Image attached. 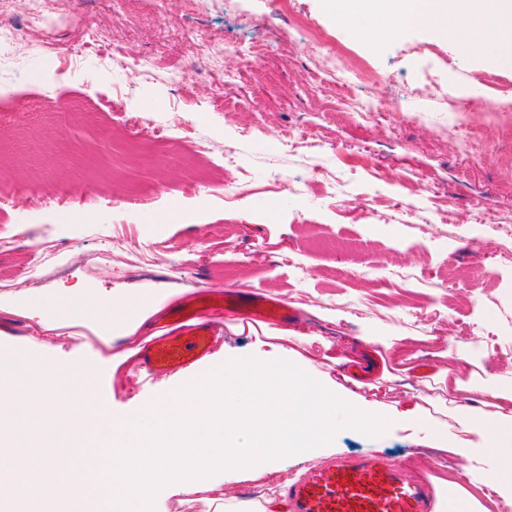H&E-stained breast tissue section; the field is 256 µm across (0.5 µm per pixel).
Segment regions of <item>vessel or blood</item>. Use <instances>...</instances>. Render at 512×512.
<instances>
[{
    "label": "vessel or blood",
    "instance_id": "obj_1",
    "mask_svg": "<svg viewBox=\"0 0 512 512\" xmlns=\"http://www.w3.org/2000/svg\"><path fill=\"white\" fill-rule=\"evenodd\" d=\"M294 312L283 299L228 289L224 305L182 311L174 331L149 337L139 353L137 378L148 380L195 368L212 351L217 327L231 318L245 325L284 326ZM288 512H436L427 477H412L375 454L330 459L289 481Z\"/></svg>",
    "mask_w": 512,
    "mask_h": 512
}]
</instances>
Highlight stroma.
Returning <instances> with one entry per match:
<instances>
[{
	"label": "stroma",
	"instance_id": "obj_1",
	"mask_svg": "<svg viewBox=\"0 0 512 512\" xmlns=\"http://www.w3.org/2000/svg\"><path fill=\"white\" fill-rule=\"evenodd\" d=\"M302 29L289 28L279 0H51L52 21L0 65V357L23 365L14 384H54L51 404L61 429L50 430L26 405L0 411V439L16 472L40 476L32 460L68 452L65 422L74 415L66 375L105 395L121 421L147 403L176 393L202 371L238 358H278L281 331L225 328L200 367L138 384L134 359L151 328L200 291L256 287L295 310L297 350L322 378L357 381V394L383 413L414 405L435 412L449 433L453 416L472 406L467 391L448 395L436 372L462 381H512L505 360L479 341L458 339L477 322L512 352V263L485 221L512 223V112L491 111L480 76L512 86V65L471 55L466 47L406 27L371 47L358 30L366 18L331 15L322 0H292ZM97 26L107 54L65 58L68 42ZM199 30L203 41L191 42ZM382 82H349L347 98L369 100L381 115L326 110L312 79L324 61L314 35ZM267 49L243 63L248 43ZM224 54L210 61L209 44ZM452 59L461 111L441 112L448 73L424 78L425 58ZM197 69L183 89L174 74ZM132 112L165 126L162 139L127 147L121 117ZM193 121L209 151L183 141L180 118ZM255 129L240 140L241 127ZM112 130L111 138L99 135ZM470 131L459 144L456 129ZM234 153L236 165L224 163ZM247 183V194L207 197L202 184ZM428 206V224H402L400 210ZM179 207L177 222L161 214ZM105 297L145 304L141 325L103 326ZM420 310L442 313L440 326L416 321ZM411 337L408 361L377 373L384 346L365 336ZM375 451L418 463L417 475L463 484L489 512H505L490 493L460 475L454 457L432 443L426 423H390L369 437L339 431L317 456L276 460L275 481L338 455Z\"/></svg>",
	"mask_w": 512,
	"mask_h": 512
}]
</instances>
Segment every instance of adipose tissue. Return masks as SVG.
Instances as JSON below:
<instances>
[{"instance_id":"1","label":"adipose tissue","mask_w":512,"mask_h":512,"mask_svg":"<svg viewBox=\"0 0 512 512\" xmlns=\"http://www.w3.org/2000/svg\"><path fill=\"white\" fill-rule=\"evenodd\" d=\"M329 12L369 17L372 27L361 30L374 41L379 30L395 32L398 25H416L465 44L470 53L496 61L512 58V0H324ZM478 408L458 412L461 435L432 422L439 450L466 459L488 457L495 470L492 486L500 499L512 501V385L477 386Z\"/></svg>"}]
</instances>
